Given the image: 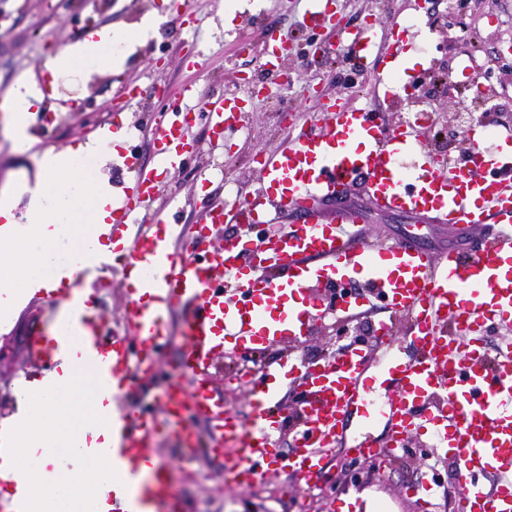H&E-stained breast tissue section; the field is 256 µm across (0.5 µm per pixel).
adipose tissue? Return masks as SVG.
Instances as JSON below:
<instances>
[{"mask_svg":"<svg viewBox=\"0 0 512 512\" xmlns=\"http://www.w3.org/2000/svg\"><path fill=\"white\" fill-rule=\"evenodd\" d=\"M154 18L148 17L132 29L104 30L96 37L83 39L76 44L56 48L49 56L46 69L59 78L73 72L88 59H97L113 68L120 62L114 48L121 43L146 40L154 31ZM41 100V92L34 78L19 77L4 105L6 122L15 144L29 148L26 135L27 114ZM125 139L124 130L110 134L101 146L115 150ZM100 146L81 144L65 153L46 151L37 158L39 171L47 178L59 181L57 191H39V202L32 209L27 223L0 226V265L13 269L10 278L0 281V323L8 324L19 301L37 290L57 288L58 279L46 280L39 270L65 260L67 265L79 263L85 253L110 254L111 244L103 239L107 211L101 200L106 193L104 186L86 185L80 179L76 161L80 156L96 153ZM88 202L91 224L74 229L75 209L78 199Z\"/></svg>","mask_w":512,"mask_h":512,"instance_id":"1","label":"adipose tissue"}]
</instances>
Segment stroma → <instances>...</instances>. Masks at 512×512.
Segmentation results:
<instances>
[{
  "instance_id": "obj_1",
  "label": "stroma",
  "mask_w": 512,
  "mask_h": 512,
  "mask_svg": "<svg viewBox=\"0 0 512 512\" xmlns=\"http://www.w3.org/2000/svg\"><path fill=\"white\" fill-rule=\"evenodd\" d=\"M185 2L183 16L166 15L147 41L128 45L119 70L99 72L85 83L77 95L82 111L69 112L67 97L60 94L49 109L68 113V121L61 125L47 122L46 111L36 107L30 112L28 127L44 129L47 148L56 151L93 141L97 128L112 125V105L121 85L131 83L139 88L148 108L142 113L141 132L130 145L149 164L154 156L151 124L158 115L180 108L176 91L182 83L197 81L206 96L239 93L246 100L243 129L227 131L216 140L205 120L193 124L190 133L199 149L171 172L158 201L171 222L193 225L204 221L211 204L249 197L260 176L259 159L284 146L301 129L317 130L324 118V103L336 99L371 102V85L380 67L374 60H359L346 41L337 52L314 53L311 42H326L327 31L302 25L304 0H247L229 27L224 24V0ZM333 2L349 30L375 19L401 62L400 75L416 87L414 94L403 93L383 103L381 112L388 127L412 119L418 101H425L431 114L422 131L423 145L451 166L462 162L471 142L470 134L458 127L455 114L474 116L498 131L512 130V0H461L457 10L449 9L448 0ZM160 5L161 0H0V102L18 77L43 79L51 46L82 40L92 25L134 27ZM400 22L407 24L408 33L398 37L394 29ZM264 27L288 37V90L282 94L276 91L277 80L261 67L259 31ZM196 55L201 68L187 67L186 58ZM466 65L478 69L483 97H475L469 80L461 77ZM450 72L456 75L451 83L445 80ZM40 178L33 150L16 149L0 127V192L18 197L17 215L32 206L29 184ZM351 200L366 210L369 236L396 240L408 230L410 220L405 215L372 209L362 184H355ZM91 296L107 329L122 333L126 299L121 270L113 269L105 286L92 289ZM59 309L53 298L34 294L13 321L0 329V346L9 351L0 359V406L16 401L18 383L28 365L25 348L30 331ZM382 317L378 304L350 322L327 317L296 344H275L253 362L241 352H224L217 361L216 378L225 410L250 421V386L235 383V376L248 370L260 377L268 363L286 354L311 362L328 349L354 342L372 360H379L374 328ZM180 348L177 340L167 344L154 374L136 382L138 400L150 412L162 410L165 379L177 368ZM158 445L183 512H329L330 503L339 497L355 500L360 512H365L373 498L387 512H421L407 488L419 484L428 473L425 461L415 454L392 467L381 482L376 467L352 469L348 449L341 444L335 447L324 474L311 485L298 484L286 469L279 468L252 486L240 488L225 485L222 457L200 454L189 463L168 438H160Z\"/></svg>"
}]
</instances>
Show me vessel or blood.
Masks as SVG:
<instances>
[{
  "label": "vessel or blood",
  "mask_w": 512,
  "mask_h": 512,
  "mask_svg": "<svg viewBox=\"0 0 512 512\" xmlns=\"http://www.w3.org/2000/svg\"><path fill=\"white\" fill-rule=\"evenodd\" d=\"M321 2L306 0L303 24L333 30L361 57L382 58L389 73L398 68L396 54L373 26L346 31ZM287 53L286 37L265 31L264 65L277 68ZM178 95L184 110L153 127L155 165H143L135 152L123 153L131 177L108 196L106 238L122 267L126 335L103 339L98 313L78 305L88 283L106 279L110 270L91 255L78 267L63 269L55 291L66 306L63 320L46 319L27 342L34 369L24 383L30 388L71 356L91 364L100 378L102 405L111 413L101 452L124 481L123 488L107 484L100 490L111 512H149L159 504L179 512L155 447L162 433L179 430L186 451L223 455L226 483L249 487L282 465L307 484L321 475L352 411L364 424L385 419L391 425L388 442L366 434L354 439L350 451L356 457L387 467L410 437L426 438L456 462L460 512H512V345L493 356L484 351L486 323L512 325V146L491 152L474 141L465 167L451 173L423 148L420 124L405 123L391 132L369 107L327 105L317 132L300 134L260 159L252 198L212 204L196 230L204 238L231 222L261 224L273 213L295 218L288 235L265 241L248 270L241 263L252 248L247 236L185 256L178 252L186 241L185 225L170 223L156 206L169 170L193 147L186 131L196 112H206L210 131L219 138L242 123V100L234 94L205 98L187 82ZM358 178L377 210L448 228L458 245L432 252L413 233L375 243L363 232V213L346 202ZM327 202L333 211H324ZM132 224L142 230L131 237ZM354 279L362 281L364 293L340 299L335 314L350 317L371 300L384 301L388 315L376 332L386 346L382 369L396 383L394 396L377 394L367 355L354 347L314 363L280 360L251 390V424L225 411L211 375L221 352L259 353L275 343L299 341L324 313L308 285L333 287ZM176 313L181 320L175 325ZM401 316L409 318L418 349L411 361L388 349ZM176 334L183 339L179 368L158 418L138 406L136 380L153 372ZM292 384L302 388L304 401L295 446L285 451L276 398ZM187 414L208 421L207 433L182 428ZM489 475L496 476L495 485L485 484Z\"/></svg>",
  "instance_id": "obj_1"
}]
</instances>
